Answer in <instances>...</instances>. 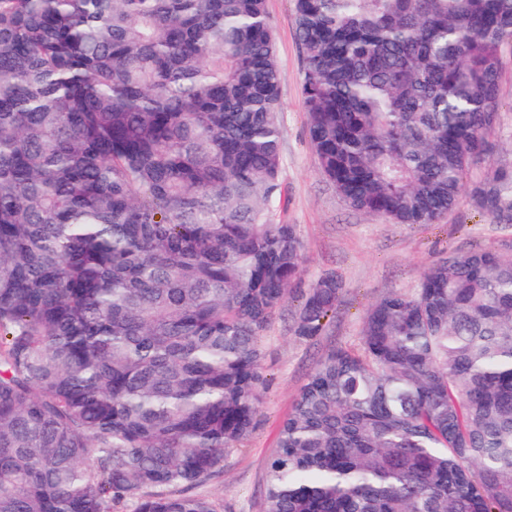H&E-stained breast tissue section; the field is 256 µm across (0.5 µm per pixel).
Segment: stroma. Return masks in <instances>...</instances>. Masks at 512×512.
I'll list each match as a JSON object with an SVG mask.
<instances>
[{"mask_svg":"<svg viewBox=\"0 0 512 512\" xmlns=\"http://www.w3.org/2000/svg\"><path fill=\"white\" fill-rule=\"evenodd\" d=\"M281 75L283 168L287 207L302 243L304 279L331 272L343 294L320 336L291 332L297 309L286 301L262 336V406L252 434L224 457L222 475L201 487L218 512H262L266 464L280 426L315 363L334 349L356 350L368 308L392 292L413 293L425 266L448 251L498 249L512 241V224H494L468 198L434 224H392L349 208L321 174L311 148L301 95L303 52L291 0H266Z\"/></svg>","mask_w":512,"mask_h":512,"instance_id":"1","label":"stroma"}]
</instances>
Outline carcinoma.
Wrapping results in <instances>:
<instances>
[{
  "label": "carcinoma",
  "instance_id": "carcinoma-1",
  "mask_svg": "<svg viewBox=\"0 0 512 512\" xmlns=\"http://www.w3.org/2000/svg\"><path fill=\"white\" fill-rule=\"evenodd\" d=\"M308 135L351 209L512 224V0H292ZM266 0H0V512H217L260 337L303 279ZM263 512H512V253L448 256L313 367ZM503 63L505 74L501 84V112L505 113L510 123L512 117V57L509 50L504 54Z\"/></svg>",
  "mask_w": 512,
  "mask_h": 512
}]
</instances>
